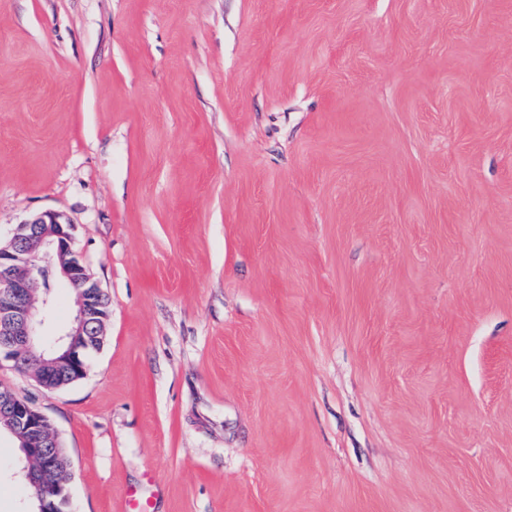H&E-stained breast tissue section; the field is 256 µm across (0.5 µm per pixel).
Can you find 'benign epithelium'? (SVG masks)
Segmentation results:
<instances>
[{
	"label": "benign epithelium",
	"mask_w": 512,
	"mask_h": 512,
	"mask_svg": "<svg viewBox=\"0 0 512 512\" xmlns=\"http://www.w3.org/2000/svg\"><path fill=\"white\" fill-rule=\"evenodd\" d=\"M73 242L74 224L59 212L45 211L18 225L8 242L0 244V357L17 361L33 350L55 282L65 283L76 297L70 323L57 334L56 356L32 368L41 385L55 389L85 376V353L103 342L108 319L102 313L106 292L88 273ZM0 424L18 443L25 480L42 489L39 512H67V481L58 477L66 466L46 416L8 391L0 394Z\"/></svg>",
	"instance_id": "benign-epithelium-1"
}]
</instances>
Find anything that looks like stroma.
<instances>
[{"mask_svg":"<svg viewBox=\"0 0 512 512\" xmlns=\"http://www.w3.org/2000/svg\"><path fill=\"white\" fill-rule=\"evenodd\" d=\"M47 210L105 340L0 386L74 512H512V0H0V239Z\"/></svg>","mask_w":512,"mask_h":512,"instance_id":"35a3bbf8","label":"stroma"}]
</instances>
